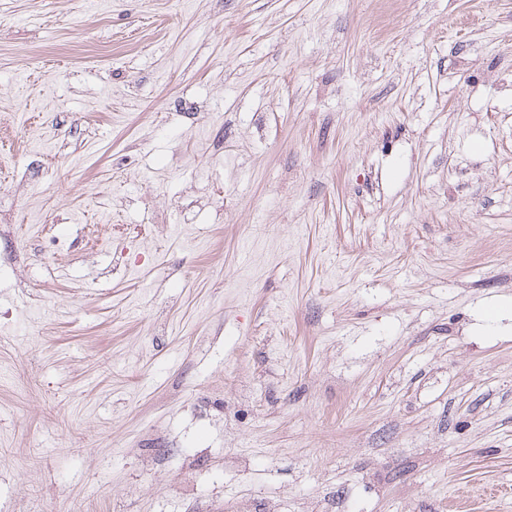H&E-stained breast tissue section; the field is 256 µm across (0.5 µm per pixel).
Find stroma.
<instances>
[{"label":"stroma","instance_id":"35a3bbf8","mask_svg":"<svg viewBox=\"0 0 512 512\" xmlns=\"http://www.w3.org/2000/svg\"><path fill=\"white\" fill-rule=\"evenodd\" d=\"M22 177L0 512H512V0H0Z\"/></svg>","mask_w":512,"mask_h":512}]
</instances>
